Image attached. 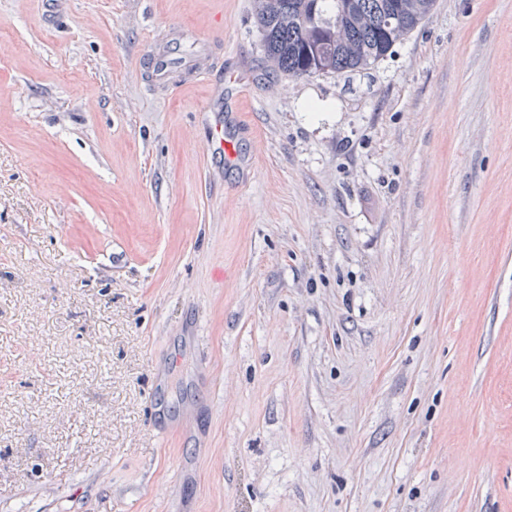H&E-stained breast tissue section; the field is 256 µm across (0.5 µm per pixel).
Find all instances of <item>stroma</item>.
Masks as SVG:
<instances>
[{"instance_id":"35a3bbf8","label":"stroma","mask_w":512,"mask_h":512,"mask_svg":"<svg viewBox=\"0 0 512 512\" xmlns=\"http://www.w3.org/2000/svg\"><path fill=\"white\" fill-rule=\"evenodd\" d=\"M0 512H512V0H0ZM435 0H254L266 57L290 77L368 69L416 29ZM212 144L215 146V149L219 151V153L224 154V160L230 163H234L237 161L238 156L235 149V144L225 129V125L223 122H216L213 131H212Z\"/></svg>"}]
</instances>
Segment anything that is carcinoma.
<instances>
[{
    "label": "carcinoma",
    "mask_w": 512,
    "mask_h": 512,
    "mask_svg": "<svg viewBox=\"0 0 512 512\" xmlns=\"http://www.w3.org/2000/svg\"><path fill=\"white\" fill-rule=\"evenodd\" d=\"M435 0H254L266 57L290 77L368 69L416 29Z\"/></svg>",
    "instance_id": "obj_1"
}]
</instances>
